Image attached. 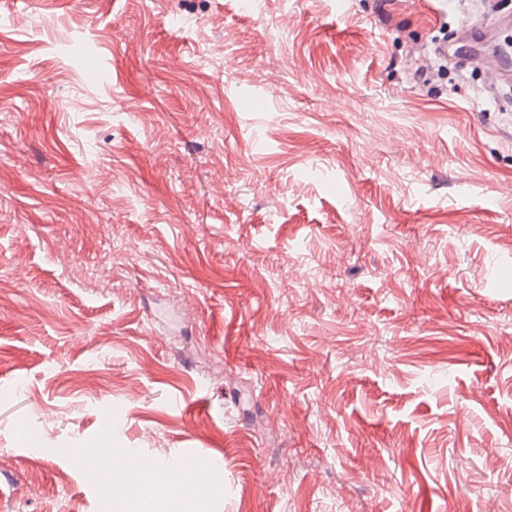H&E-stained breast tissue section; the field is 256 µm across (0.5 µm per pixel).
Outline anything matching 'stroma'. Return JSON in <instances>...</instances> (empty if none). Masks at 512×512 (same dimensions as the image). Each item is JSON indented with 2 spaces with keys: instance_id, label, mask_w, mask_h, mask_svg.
Returning <instances> with one entry per match:
<instances>
[{
  "instance_id": "35a3bbf8",
  "label": "stroma",
  "mask_w": 512,
  "mask_h": 512,
  "mask_svg": "<svg viewBox=\"0 0 512 512\" xmlns=\"http://www.w3.org/2000/svg\"><path fill=\"white\" fill-rule=\"evenodd\" d=\"M416 0H0V512H512V111ZM39 427L38 441L25 433ZM105 455L111 461L113 469L116 470L136 467L150 470L154 467L152 463L146 460L140 463L137 459L131 458V455L125 451V448H105ZM176 462L158 466L151 479L159 486V490L152 495L138 494L137 487L146 479L145 475L137 469H129L120 474H113L112 478L124 482L129 493L121 501L112 506L113 512H183L189 495L192 493L181 485L178 490H169L167 480L172 473H178Z\"/></svg>"
}]
</instances>
